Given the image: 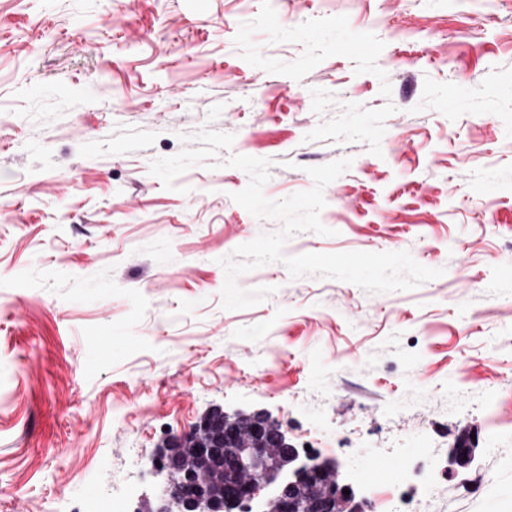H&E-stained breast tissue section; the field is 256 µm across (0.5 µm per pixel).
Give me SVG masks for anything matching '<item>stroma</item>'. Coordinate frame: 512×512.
<instances>
[{
  "label": "stroma",
  "mask_w": 512,
  "mask_h": 512,
  "mask_svg": "<svg viewBox=\"0 0 512 512\" xmlns=\"http://www.w3.org/2000/svg\"><path fill=\"white\" fill-rule=\"evenodd\" d=\"M234 134L165 189L183 135ZM324 189L284 253L409 252L370 293L291 278L221 306L220 258L280 229L236 204ZM512 0H0V512H134L213 408L343 462L357 498L512 512ZM474 460L452 463L464 429ZM486 476L482 495L471 489Z\"/></svg>",
  "instance_id": "stroma-1"
}]
</instances>
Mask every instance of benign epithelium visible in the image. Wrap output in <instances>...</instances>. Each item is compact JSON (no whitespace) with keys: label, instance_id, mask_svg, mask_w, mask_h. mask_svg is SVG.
Segmentation results:
<instances>
[{"label":"benign epithelium","instance_id":"obj_1","mask_svg":"<svg viewBox=\"0 0 512 512\" xmlns=\"http://www.w3.org/2000/svg\"><path fill=\"white\" fill-rule=\"evenodd\" d=\"M193 440L199 459L188 461L172 448ZM475 444L463 434L452 450L453 460H472ZM221 456L224 474L240 482L239 492L219 501L206 487L207 477L193 467L207 457ZM146 468L163 483V497L154 512H253L252 503L262 492L271 494L261 512H364L354 493H344L342 470L317 469L303 462L277 424L265 415L231 417L222 410L204 415L194 428L169 440L165 449L146 462Z\"/></svg>","mask_w":512,"mask_h":512}]
</instances>
